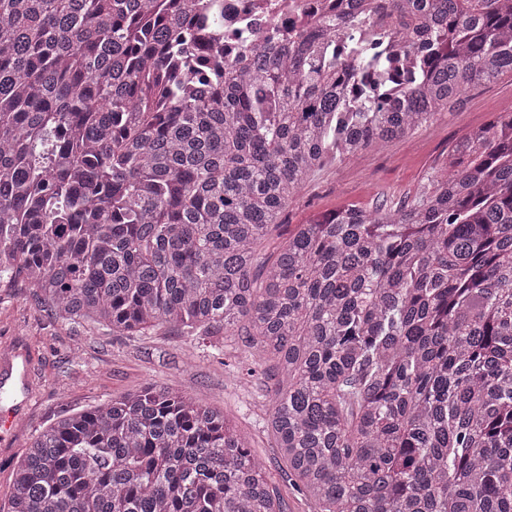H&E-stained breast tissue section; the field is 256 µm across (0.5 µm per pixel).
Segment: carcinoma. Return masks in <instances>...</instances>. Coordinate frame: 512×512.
Wrapping results in <instances>:
<instances>
[{
    "mask_svg": "<svg viewBox=\"0 0 512 512\" xmlns=\"http://www.w3.org/2000/svg\"><path fill=\"white\" fill-rule=\"evenodd\" d=\"M213 0H0V279L60 318L239 342L317 512H512V113L411 199L261 246L328 163L512 75V0H382L422 31L399 98L373 36L210 64ZM351 13L326 21L366 30ZM9 512H285L224 414L149 386L29 446Z\"/></svg>",
    "mask_w": 512,
    "mask_h": 512,
    "instance_id": "cac0c4a2",
    "label": "carcinoma"
}]
</instances>
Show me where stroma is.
I'll list each match as a JSON object with an SVG mask.
<instances>
[{"instance_id": "1", "label": "stroma", "mask_w": 512, "mask_h": 512, "mask_svg": "<svg viewBox=\"0 0 512 512\" xmlns=\"http://www.w3.org/2000/svg\"><path fill=\"white\" fill-rule=\"evenodd\" d=\"M502 112H512L509 77L470 91L415 133L327 166L299 190L284 225L263 244V254L271 255L287 240L291 227L305 223L313 213L348 205L370 210L383 195L415 196L445 162L453 142ZM16 352L28 357V396L13 439L0 444V512H8L13 471L34 437L69 413L151 384L189 391L224 412L251 453L264 462L269 484L286 512H315V504L295 490L263 426V380L242 382L234 371L247 363L243 349L231 345L219 353L167 327L125 336L104 324L66 322L57 319L23 280L5 279L0 280V360Z\"/></svg>"}]
</instances>
